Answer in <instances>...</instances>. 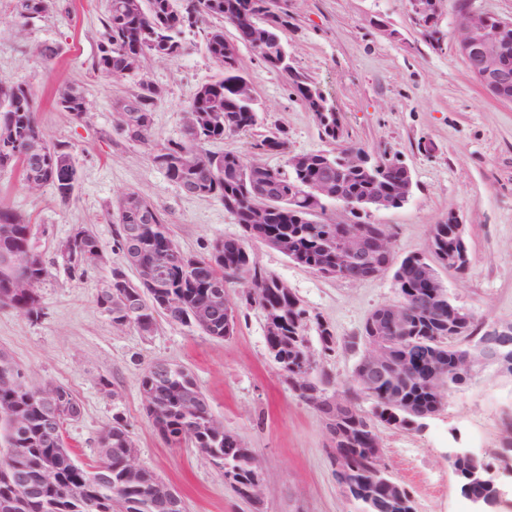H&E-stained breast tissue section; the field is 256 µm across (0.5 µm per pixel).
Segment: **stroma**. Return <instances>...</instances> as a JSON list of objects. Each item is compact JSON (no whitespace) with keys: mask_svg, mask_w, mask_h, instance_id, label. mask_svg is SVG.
<instances>
[{"mask_svg":"<svg viewBox=\"0 0 512 512\" xmlns=\"http://www.w3.org/2000/svg\"><path fill=\"white\" fill-rule=\"evenodd\" d=\"M454 0H440L441 42L417 25L409 0H274L287 15L281 37L293 66L324 92L340 114L343 136L374 156L399 153L413 175V193L401 208L371 212L386 225L395 258L430 256L432 226L456 214L465 229L470 262L465 272L439 269L449 296L485 324L512 320V102L488 93L457 52ZM101 0H57L45 16L23 20L15 0H0V79L28 85L46 139L70 149L81 178L69 203L53 188L32 192L19 173H0V207L16 210L38 231L49 274L39 288L41 313L0 305V351L39 385L68 387L82 407L66 427L78 461L96 459L100 432L122 414L138 460L180 494L185 512H253L224 481L220 463L191 445L169 446L144 409L139 379L156 360L184 366L205 394L213 415L240 435L262 472L263 512H355L332 475L321 414L297 398L270 357L260 310L238 306L237 331L219 340L159 319L148 335L113 327L96 294L124 259L114 245L108 213L124 193L148 199L184 251L207 255L211 244L240 235L234 217L215 199L189 196L151 164L146 149L117 126L116 99L132 93L134 79L94 72L101 39ZM207 24L185 37L175 60L148 61L145 75L163 95L154 111L153 140L179 138L192 90L217 73L205 51ZM60 47L52 64L38 50ZM239 67L251 79L262 113L252 130L226 136L221 151L251 158L252 143L286 133V153L265 155L284 168L287 154L332 149L311 112L281 73L267 69L248 46ZM82 86L86 114L73 120L56 103L61 83ZM97 236L104 263L71 277L60 245L76 225ZM260 265L320 315L337 336L358 332L375 308L393 302L391 276L347 281L312 273L260 242ZM512 412V379L487 370L452 392L418 431L377 425L391 477L413 493L418 512H469L447 451L468 448L484 460L505 437Z\"/></svg>","mask_w":512,"mask_h":512,"instance_id":"obj_1","label":"stroma"}]
</instances>
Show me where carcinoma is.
Instances as JSON below:
<instances>
[{"instance_id": "carcinoma-1", "label": "carcinoma", "mask_w": 512, "mask_h": 512, "mask_svg": "<svg viewBox=\"0 0 512 512\" xmlns=\"http://www.w3.org/2000/svg\"><path fill=\"white\" fill-rule=\"evenodd\" d=\"M124 2L106 0L103 32L93 62L95 71L117 80L133 75L131 56L141 55L144 63L163 56L175 60L182 53L186 30L206 18L220 21L210 27L205 42V50L217 65L219 76L197 86L188 103V112L193 114L196 126L186 125L180 138L154 146V109L162 96L161 89L155 85L147 89L139 86L134 93L117 101L123 108L117 113L118 127L128 141L146 147L150 162L185 193L219 200L242 228V235L215 241L207 255H191L185 268L166 267L161 274V288L144 294L141 312L130 314L120 307H107L105 311L112 322L121 321L123 326H133L142 334L152 333L162 317L187 326L197 307L224 295V284L235 279L237 272H243L241 280L250 290L245 306L260 310L266 302L271 311L263 313L264 319L283 321L282 334L270 346L277 349L273 361L282 376L295 379L288 389L308 403L310 397L306 390L313 384L344 408L340 421L333 425L336 448L346 449L343 467L332 470L336 483L350 487L354 502L365 504L369 512H408L413 506L409 489L397 495L389 488H375L370 483V471L385 468L384 458L374 443L375 422L417 430L422 426L419 413L441 410L450 392L459 388L463 380L461 373L465 372V360L471 354L469 339L478 326L472 322L463 334L452 331L448 323L457 304L448 296V289L439 288L435 302L428 309L406 308L405 324L394 329L370 333L368 324L380 312L376 308L352 336L340 338L330 328L320 331V343L329 353L342 348L360 353L362 359L371 353L387 364L374 383L366 373L353 369L340 391L334 388L326 372L319 373L317 367L308 366L312 351L302 311L293 308L279 288L278 278L258 264L251 246L244 241L248 236L264 244L272 237L286 236L295 245L293 262L297 265L322 276L339 267L344 270V279H362L363 267L353 264L334 245V240L349 232L353 225L305 222L308 182L329 177L336 185L338 200L359 204L376 180L390 181L400 175L401 169L391 158L372 161L361 144L337 141L335 130L321 123L322 134L336 142L337 148L305 153L304 174L274 168L270 175L258 172L249 176L262 156L285 152L287 137H266L253 143L254 157L250 161L234 152L209 149L212 143L224 140V136L248 131L260 121L259 113L241 112L233 103L230 82L240 68L237 62L225 65L227 38L222 23L232 25L237 42L252 47L262 63L279 71L283 42L278 31L287 20L269 14L265 8L267 0H197L196 15L191 22L182 0H147L138 13L124 11ZM54 7L55 0H16L15 3L17 13L24 19L40 16ZM254 24L269 29L273 36L270 43L260 48L253 46L250 29ZM297 79L293 91L309 111L331 113L333 124L341 126L338 113L322 91L304 74H297ZM57 104L75 117L85 104L84 92L77 85H65L58 91ZM9 128L26 143L28 158L10 160L0 155V173L17 170L25 183L37 178L43 185L53 187L61 202H70L74 190L66 183L65 175L75 168L71 152L63 145L46 141L31 88L0 79V130ZM140 199L142 195L131 191L124 209L116 207L109 213V222L115 225L117 248L134 269L152 262L165 250L178 248L163 214L154 206L143 209ZM436 232L437 258L446 267L448 255L454 251V242L448 238V222L436 225ZM34 249L33 225L17 211L0 208V258H19ZM100 250L97 237L85 230L76 246V252L85 256V262L69 266L70 275L84 276ZM47 276L48 269L42 259L35 265H18L14 278L26 281L29 287L16 288L0 275V302L29 316L39 315L38 288ZM393 278L397 293L410 298L426 296L419 262L395 266ZM123 283H129L126 273L120 268L113 269L112 287L104 284L98 289L97 305L110 302L123 292ZM162 295L173 296L176 306L170 310L163 308ZM203 333L224 338V308L213 312ZM54 387L55 396L37 397L32 390H21L0 377V408L7 406L15 410L13 418L0 420V466L17 475L15 479L0 478V504L16 501L20 504L17 512H150L148 496L152 492H165L168 484L148 468L138 482L129 485L123 482L126 453L133 441L124 418L119 415L113 418L112 425L98 437L97 460L92 465H83L65 442V425L79 418L80 404L66 386L56 383ZM140 391L157 401L159 415L151 425L167 443L173 446L188 443L196 449L214 448L224 454V461L231 466L224 476L230 475L241 482L250 479L256 463L252 450L237 435L213 431L214 416L189 371L172 363L162 370L150 365L141 375ZM364 400L370 401L367 410L361 407ZM50 463L55 466L59 481L52 486L35 482L39 470ZM452 468L470 492L492 491V485H476L469 478L476 468L492 470L490 464L455 463ZM77 481L84 486L83 497L78 501L70 496V486Z\"/></svg>"}]
</instances>
